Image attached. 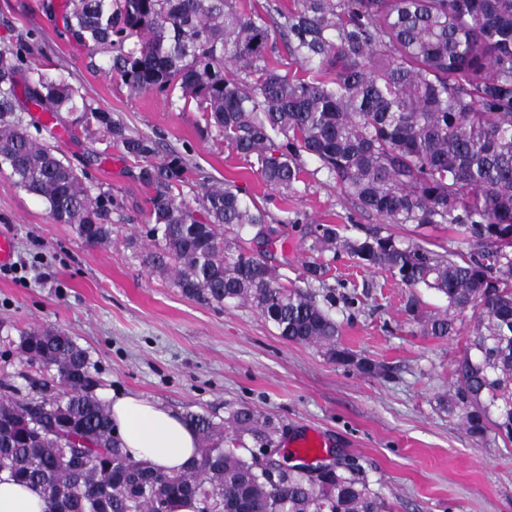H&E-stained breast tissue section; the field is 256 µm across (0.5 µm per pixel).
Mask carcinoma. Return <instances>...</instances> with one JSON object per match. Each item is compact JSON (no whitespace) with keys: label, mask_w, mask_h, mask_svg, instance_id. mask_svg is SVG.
Masks as SVG:
<instances>
[{"label":"carcinoma","mask_w":512,"mask_h":512,"mask_svg":"<svg viewBox=\"0 0 512 512\" xmlns=\"http://www.w3.org/2000/svg\"><path fill=\"white\" fill-rule=\"evenodd\" d=\"M238 3L64 0L61 18L76 42L110 53V69L130 92L163 94L173 105L194 100L225 142L258 156L271 187H292L307 154L365 212L393 224L461 228L474 243L468 254L405 245L381 227L352 239L335 224L310 230L311 250L338 246L362 267L445 297L442 314L408 302L425 336L452 339L455 313L471 310L473 337L442 402L460 411L469 436L493 429L512 442V0H297L292 11L270 0L262 13ZM279 41L312 79L270 66ZM38 52L30 41L0 50V170L42 199L55 223L100 244L112 232V196L92 195L86 174L29 132L48 127L23 113L89 115L146 160L159 142L130 133L64 77L33 67ZM187 173L173 152L140 171L154 192L142 229L153 244L147 265L174 268L189 298L247 301L284 339L375 372L339 342L335 298L321 304L288 286L252 248L271 225L266 209L227 183L201 185L192 208L174 193ZM18 349L47 377L26 392L0 382V471L39 487L46 512H174L188 498L198 512H388L350 464L316 476L282 465L273 477L259 473L257 454L277 446L280 427L245 405L222 424L188 415L199 457L179 475L159 473L123 452L96 393L95 365L73 337L33 329ZM225 426L238 434L237 447H224Z\"/></svg>","instance_id":"cac0c4a2"}]
</instances>
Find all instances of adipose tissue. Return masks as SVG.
Returning <instances> with one entry per match:
<instances>
[{
	"label": "adipose tissue",
	"mask_w": 512,
	"mask_h": 512,
	"mask_svg": "<svg viewBox=\"0 0 512 512\" xmlns=\"http://www.w3.org/2000/svg\"><path fill=\"white\" fill-rule=\"evenodd\" d=\"M115 432L126 454L145 460L166 474L183 472L198 456V435L184 419L161 403L136 393L110 401ZM40 490L15 482L9 471L0 472V512H44Z\"/></svg>",
	"instance_id": "adipose-tissue-1"
}]
</instances>
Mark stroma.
I'll list each match as a JSON object with an SVG mask.
<instances>
[{
    "mask_svg": "<svg viewBox=\"0 0 512 512\" xmlns=\"http://www.w3.org/2000/svg\"><path fill=\"white\" fill-rule=\"evenodd\" d=\"M61 2L0 0V50L36 40L42 51L33 65L63 75L94 106L154 137L161 153L179 152L189 167L181 189L186 202L209 179L264 206L282 223L269 264L290 286L339 295L342 344L379 371L330 361L316 347L283 339L253 305L187 298L173 273L152 271L144 261L149 244L140 236L151 197L139 178L142 160L65 112L58 120L64 134L50 145L119 208L109 240L91 246L0 171V230L15 241L11 266L0 268V380L21 385L36 374L16 348L21 332L61 328L87 349L101 393H138L183 416L207 412L220 419L246 404L286 435L317 429L326 443L321 464H359L391 512H512V444L492 433L468 436L458 417L438 405L471 337L469 312L458 314L460 333L452 340L422 335L405 312L407 299L418 297L432 313L445 311L446 299L407 288L388 270L358 267L341 249L324 253L322 282L309 285L303 276L317 224L347 225L354 238L384 225L399 240L437 252L468 250L463 235L443 225H385L318 173L317 160L307 155L293 187L272 190L256 158L204 132L195 105L173 107L157 93L131 95L109 74L106 55H90L59 13L49 12Z\"/></svg>",
    "mask_w": 512,
    "mask_h": 512,
    "instance_id": "stroma-1",
    "label": "stroma"
}]
</instances>
